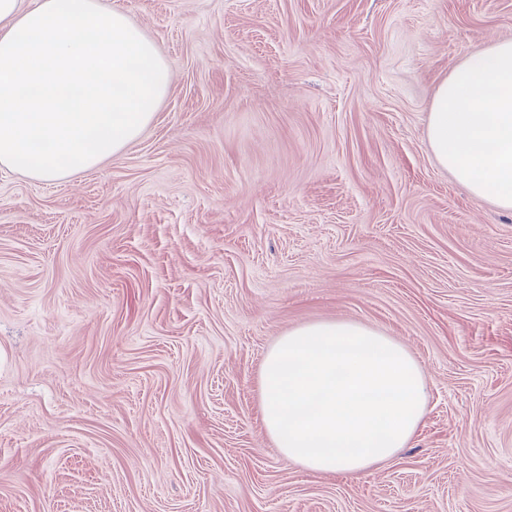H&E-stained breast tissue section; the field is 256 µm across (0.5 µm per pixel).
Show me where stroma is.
Masks as SVG:
<instances>
[{
    "instance_id": "obj_1",
    "label": "stroma",
    "mask_w": 512,
    "mask_h": 512,
    "mask_svg": "<svg viewBox=\"0 0 512 512\" xmlns=\"http://www.w3.org/2000/svg\"><path fill=\"white\" fill-rule=\"evenodd\" d=\"M172 84L93 170L0 167V512H512V213L440 167L512 0H110ZM353 320L430 386L356 476L284 462L258 377Z\"/></svg>"
}]
</instances>
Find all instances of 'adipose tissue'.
Masks as SVG:
<instances>
[{"mask_svg":"<svg viewBox=\"0 0 512 512\" xmlns=\"http://www.w3.org/2000/svg\"><path fill=\"white\" fill-rule=\"evenodd\" d=\"M172 82L156 44L106 0H0V165L52 181L118 155ZM429 384L400 343L356 321L296 327L259 376L282 459L357 476L406 447Z\"/></svg>","mask_w":512,"mask_h":512,"instance_id":"1","label":"adipose tissue"}]
</instances>
